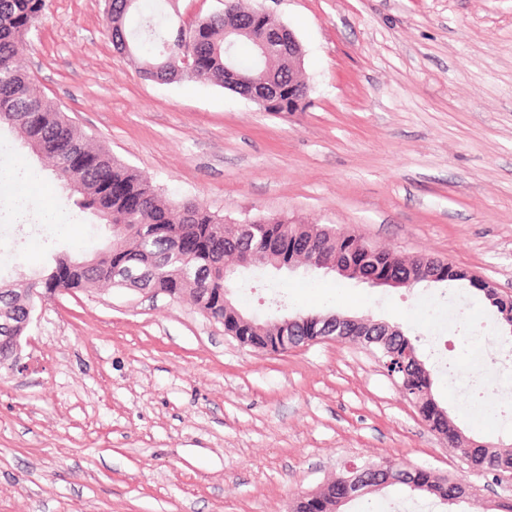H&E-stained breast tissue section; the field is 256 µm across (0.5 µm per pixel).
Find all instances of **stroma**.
<instances>
[{"label": "stroma", "mask_w": 512, "mask_h": 512, "mask_svg": "<svg viewBox=\"0 0 512 512\" xmlns=\"http://www.w3.org/2000/svg\"><path fill=\"white\" fill-rule=\"evenodd\" d=\"M290 27L310 86L300 112H262L187 77L160 84L116 52L104 0H47L19 52L73 124L164 197L228 220L285 216L402 255L448 259L512 292V0H258ZM0 287L34 281L54 254L88 255L107 226L0 128ZM54 224L42 223L45 197ZM238 307L369 316L416 338L432 395L471 440L512 449L451 377L480 373L455 349L478 331L512 351V327L467 282L373 287L297 271L255 277ZM26 368L0 367V512H291L345 464L393 461L481 486L443 504L399 485L346 512H499L488 487L431 432L377 358L324 341L260 352L189 298L92 287L37 302Z\"/></svg>", "instance_id": "35a3bbf8"}]
</instances>
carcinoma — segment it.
Masks as SVG:
<instances>
[{
	"label": "carcinoma",
	"instance_id": "obj_1",
	"mask_svg": "<svg viewBox=\"0 0 512 512\" xmlns=\"http://www.w3.org/2000/svg\"><path fill=\"white\" fill-rule=\"evenodd\" d=\"M140 0H106L107 27L118 52L137 64L145 77L172 83L185 76L224 86V70L233 68L243 87H256L268 71L278 84L288 86V30L255 9L235 3L232 16L222 12L191 24V67L178 70L168 62L182 53L178 37V0H163L166 8L145 14ZM46 0H0V126L17 130L25 144L47 159L64 189L77 197L84 213L109 227H117L110 242L93 258L58 257L38 280L41 294L52 296L98 283L120 285L114 271L123 263L146 273L145 283L174 298L190 295L208 317L251 345L280 352L270 321H244L238 308H224V289L240 285L242 271L224 276V263L250 255L252 270L263 269L266 255L257 241L224 228V218L195 202L172 203L160 198L151 183L123 164L103 146L79 131L40 87L16 63L17 47L40 22ZM314 226L296 224L286 217H267L269 237L281 242L279 255L288 258V239L309 234ZM367 242L354 234H341L321 226L312 248L343 261L349 248L362 250ZM398 266L409 278L417 276L415 259L390 249L378 250V264L371 271ZM35 296L22 290H0V324L10 334L27 335L33 320ZM395 383L409 400L420 405L422 420L444 435L461 458L478 469L487 464L512 469V450L476 444L443 419V410L431 396L426 368L395 375ZM412 494H429L442 501L458 499V482H432L431 472L418 468L406 484ZM341 508L337 485H326L315 501L299 498L294 512H329Z\"/></svg>",
	"mask_w": 512,
	"mask_h": 512
}]
</instances>
